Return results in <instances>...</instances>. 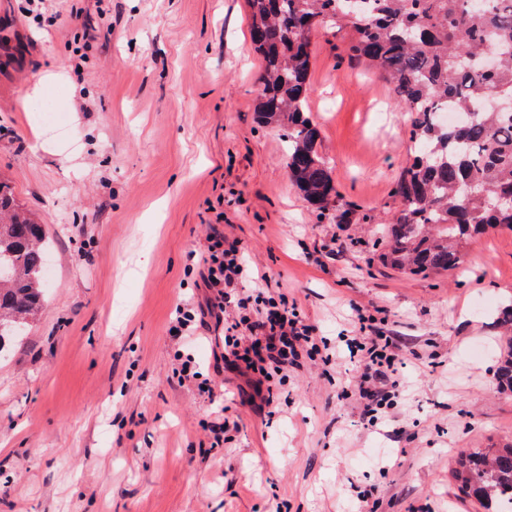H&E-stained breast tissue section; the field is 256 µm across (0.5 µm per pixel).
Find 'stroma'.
<instances>
[{
	"instance_id": "35a3bbf8",
	"label": "stroma",
	"mask_w": 512,
	"mask_h": 512,
	"mask_svg": "<svg viewBox=\"0 0 512 512\" xmlns=\"http://www.w3.org/2000/svg\"><path fill=\"white\" fill-rule=\"evenodd\" d=\"M37 22L0 0V177L51 243L43 307L0 354V512H483L451 469L512 440L496 388L512 231L452 273L377 260L413 153L408 113L348 33L317 26L308 111L346 209H313L278 131L255 117L246 0H58ZM38 103L62 110L66 137ZM269 275L330 347L354 310L399 346L400 393L361 419L360 369L302 359L260 409L245 378L180 383L169 333L203 300L210 225ZM224 414V445L204 422Z\"/></svg>"
}]
</instances>
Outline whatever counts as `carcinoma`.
Here are the masks:
<instances>
[{"label":"carcinoma","instance_id":"cac0c4a2","mask_svg":"<svg viewBox=\"0 0 512 512\" xmlns=\"http://www.w3.org/2000/svg\"><path fill=\"white\" fill-rule=\"evenodd\" d=\"M247 0L250 37L262 58L257 118L281 132L287 167L306 200L342 206L321 132L308 116L312 33L323 21L352 38L346 55L376 68L410 113L415 155L399 174L397 213L379 262L412 275L460 268L463 247L490 228L512 230V209L490 200L512 194V0ZM492 54L495 67L477 57ZM48 240L42 225L0 181V351L29 326L45 289ZM512 393V344L496 371ZM463 498L489 512H512V442L490 453L462 451L452 471Z\"/></svg>","mask_w":512,"mask_h":512}]
</instances>
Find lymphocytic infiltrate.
<instances>
[{"label": "lymphocytic infiltrate", "instance_id": "f902f5d3", "mask_svg": "<svg viewBox=\"0 0 512 512\" xmlns=\"http://www.w3.org/2000/svg\"><path fill=\"white\" fill-rule=\"evenodd\" d=\"M208 242L200 261L209 295L202 305L189 301L177 305L173 328L188 345L205 317L214 318L224 345L223 361L232 368L253 373L254 386L263 387L269 378L267 365L284 368L296 361L300 349L312 346L313 329L303 324L287 303L260 295L238 297L237 284L254 273L245 251L217 229L209 233ZM350 347L364 354L365 385L360 389V397L364 401L363 417L371 425L377 408L387 404L399 387L395 377L398 355L387 336L354 340Z\"/></svg>", "mask_w": 512, "mask_h": 512}]
</instances>
